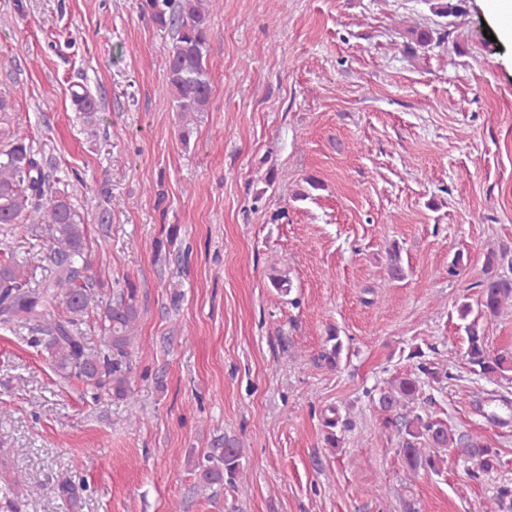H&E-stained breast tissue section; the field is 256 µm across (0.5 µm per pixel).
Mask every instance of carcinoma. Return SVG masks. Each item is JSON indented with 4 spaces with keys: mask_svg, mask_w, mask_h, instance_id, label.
I'll return each instance as SVG.
<instances>
[{
    "mask_svg": "<svg viewBox=\"0 0 512 512\" xmlns=\"http://www.w3.org/2000/svg\"><path fill=\"white\" fill-rule=\"evenodd\" d=\"M213 3L205 0H139L141 12L161 29L171 32L166 56V91L182 125L179 136L188 143L190 122L208 110L212 87L207 68L210 38L209 16ZM72 109L92 128L98 120L99 103L84 87L71 91ZM29 226L31 238L22 247L33 250L40 241L50 247L53 265L49 276L31 282L19 260L0 263V323L33 322L40 336L33 344L43 347L53 368L62 378L75 377L86 393L97 401L103 396H122L127 388L129 358L139 318L137 289L132 283L103 308L102 348L89 350L82 324L90 308L99 304L86 252V228L67 195L53 189L44 155L34 150L12 123V102L0 91V229ZM508 257L504 249L485 256L486 277L481 282L479 311L471 316V305L458 306L460 329L464 332L463 358L470 372L490 383L512 382V352H493L484 325L512 310V274L500 273ZM60 300L65 312L55 316L48 305ZM343 343L337 329L330 330L320 359L331 368L338 365ZM416 370L396 377L372 397L381 428L396 439L407 467L437 473L444 456L452 451L472 478L490 475L503 468L500 449L481 436L460 431L440 418L422 412L433 400V384L456 379L451 369L439 368L418 350ZM243 448L239 441L224 436L202 466L208 485L232 484L240 473ZM494 512H512V480L498 483L492 498Z\"/></svg>",
    "mask_w": 512,
    "mask_h": 512,
    "instance_id": "carcinoma-1",
    "label": "carcinoma"
}]
</instances>
